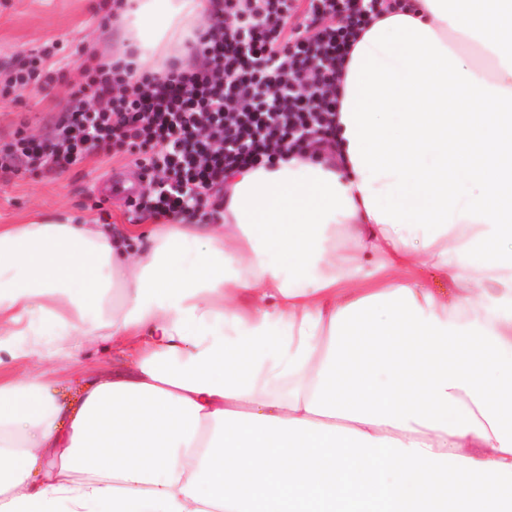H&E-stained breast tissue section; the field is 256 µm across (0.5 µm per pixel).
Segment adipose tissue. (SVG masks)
I'll return each mask as SVG.
<instances>
[{"instance_id":"ef3b65f1","label":"adipose tissue","mask_w":512,"mask_h":512,"mask_svg":"<svg viewBox=\"0 0 512 512\" xmlns=\"http://www.w3.org/2000/svg\"><path fill=\"white\" fill-rule=\"evenodd\" d=\"M344 63L336 146L218 226L0 225V512H481L512 487V0H411ZM206 0H123L136 72ZM432 266L442 290L422 279ZM123 369L74 396L6 361ZM41 366L47 372L48 378L57 382L59 388H69L68 392L74 393L83 372L97 371L107 374L112 370L122 369L123 355L120 347L112 346V341L103 336H97L86 343L77 366L56 356L45 358Z\"/></svg>"}]
</instances>
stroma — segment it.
<instances>
[{
    "mask_svg": "<svg viewBox=\"0 0 512 512\" xmlns=\"http://www.w3.org/2000/svg\"><path fill=\"white\" fill-rule=\"evenodd\" d=\"M111 3L112 0H0V84L51 42L63 45L71 60L66 78L47 90H26L17 102L0 99V149L20 129L30 135L49 133L69 99L72 85L83 79L80 63L87 58L111 57ZM113 174L140 189L148 187L133 156L122 149L109 156L91 154L82 164L56 175L29 173L16 178L0 172V225L22 224L37 214L95 220L104 209L110 213L111 223L148 232L147 221L130 222L124 198L104 202L103 209L95 208L99 188L106 186ZM122 367L120 347L101 336L86 343L79 364L56 356L42 362L43 370L59 388L72 391L83 372L107 374Z\"/></svg>",
    "mask_w": 512,
    "mask_h": 512,
    "instance_id": "obj_1",
    "label": "stroma"
}]
</instances>
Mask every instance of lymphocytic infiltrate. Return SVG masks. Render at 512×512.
<instances>
[{"instance_id":"lymphocytic-infiltrate-1","label":"lymphocytic infiltrate","mask_w":512,"mask_h":512,"mask_svg":"<svg viewBox=\"0 0 512 512\" xmlns=\"http://www.w3.org/2000/svg\"><path fill=\"white\" fill-rule=\"evenodd\" d=\"M189 60L135 77L117 61L84 69L51 136L17 132L0 171L51 173L90 151L128 148L149 178L135 215L195 218L243 168L301 146L330 149L338 64L369 22L402 0H212ZM313 83L301 90L302 73Z\"/></svg>"}]
</instances>
